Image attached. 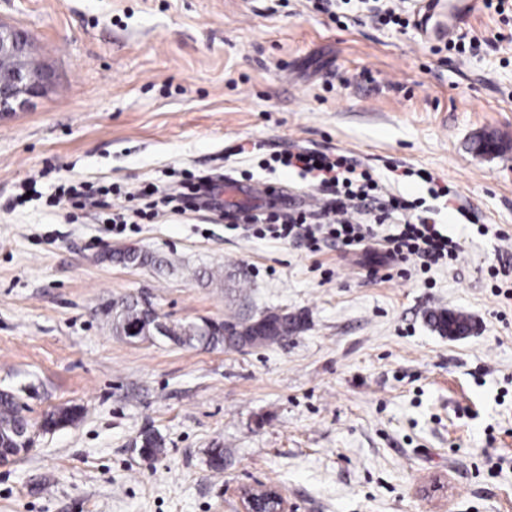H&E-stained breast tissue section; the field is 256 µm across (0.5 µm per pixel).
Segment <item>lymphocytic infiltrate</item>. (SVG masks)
<instances>
[{"instance_id": "obj_1", "label": "lymphocytic infiltrate", "mask_w": 512, "mask_h": 512, "mask_svg": "<svg viewBox=\"0 0 512 512\" xmlns=\"http://www.w3.org/2000/svg\"><path fill=\"white\" fill-rule=\"evenodd\" d=\"M274 161L278 169L297 173L327 192L322 208L327 221L314 224L309 222L307 214L301 213L282 223L271 214L265 223L252 225L253 237L296 242L312 252L320 251L327 243L353 251L377 238L384 245L387 269L412 265L429 288L436 284L437 270L458 262L463 245L459 237L436 220L433 207L434 201L448 198L450 190L430 172L388 164L387 169L395 179L415 177L425 183L426 197L415 198L406 193L390 192L373 169L357 164L342 153L289 151L276 155ZM216 189L213 177L193 174L179 187H154L152 199L133 213L122 210L113 214L112 229L123 232L130 218H154L162 207L172 215L220 208Z\"/></svg>"}]
</instances>
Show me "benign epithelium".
<instances>
[{"label": "benign epithelium", "mask_w": 512, "mask_h": 512, "mask_svg": "<svg viewBox=\"0 0 512 512\" xmlns=\"http://www.w3.org/2000/svg\"><path fill=\"white\" fill-rule=\"evenodd\" d=\"M32 46L24 31L0 24V120L31 107L53 84L47 66L20 67L15 62L31 54ZM241 512H288L282 491L263 484L240 490Z\"/></svg>", "instance_id": "obj_1"}]
</instances>
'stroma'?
Here are the masks:
<instances>
[{"mask_svg": "<svg viewBox=\"0 0 512 512\" xmlns=\"http://www.w3.org/2000/svg\"><path fill=\"white\" fill-rule=\"evenodd\" d=\"M0 0L55 74L0 122V388L27 416L79 406L0 463V512H240L238 490L273 484L294 512H512V301L480 272L512 271V0L444 38L396 31L341 0ZM493 133L503 151L476 148ZM241 154H234V147ZM343 151L398 159L447 183L463 236L436 285L367 274L378 245L312 254L228 230L201 210L118 236L111 209L14 207L52 177L126 192L205 172L247 187L269 155ZM260 172V171H259ZM136 248L164 267H131ZM333 269L323 278L324 269ZM149 301L167 322L302 317L280 343L190 348L112 332V301ZM471 317L454 339L428 322ZM165 442L158 458L134 446ZM224 451V469L208 465Z\"/></svg>", "mask_w": 512, "mask_h": 512, "instance_id": "35a3bbf8", "label": "stroma"}]
</instances>
